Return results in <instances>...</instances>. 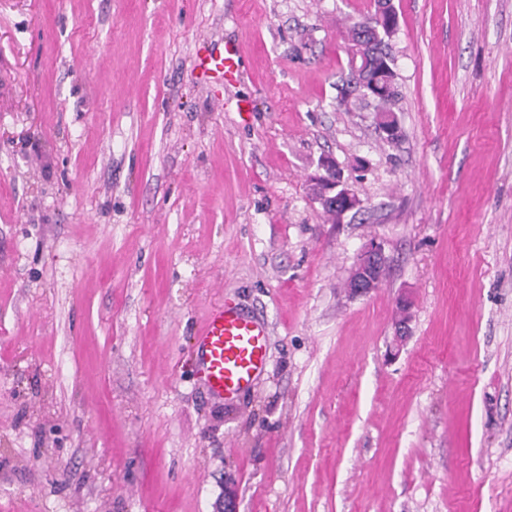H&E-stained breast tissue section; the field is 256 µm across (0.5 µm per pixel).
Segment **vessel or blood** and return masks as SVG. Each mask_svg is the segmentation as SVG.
Segmentation results:
<instances>
[{
	"label": "vessel or blood",
	"instance_id": "b4317fda",
	"mask_svg": "<svg viewBox=\"0 0 512 512\" xmlns=\"http://www.w3.org/2000/svg\"><path fill=\"white\" fill-rule=\"evenodd\" d=\"M201 64L229 82L240 75L239 52L230 42L212 48ZM267 338L264 322L228 304L216 307L193 346L198 380L218 399L248 390L268 365Z\"/></svg>",
	"mask_w": 512,
	"mask_h": 512
}]
</instances>
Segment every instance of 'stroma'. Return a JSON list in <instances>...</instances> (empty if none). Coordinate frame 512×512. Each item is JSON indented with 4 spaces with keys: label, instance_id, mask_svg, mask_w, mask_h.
<instances>
[{
    "label": "stroma",
    "instance_id": "1",
    "mask_svg": "<svg viewBox=\"0 0 512 512\" xmlns=\"http://www.w3.org/2000/svg\"><path fill=\"white\" fill-rule=\"evenodd\" d=\"M392 5L394 144L335 107L374 0H0V512H512V0ZM225 302L269 332L231 401ZM201 65L227 82H234L240 75L239 52L234 43L225 42L224 49L213 47L202 59ZM336 171H338L336 162L325 158L320 161L314 177H324L329 181L331 187L325 191L321 203L323 206L331 207L335 211L337 219L340 220L347 212L358 208L360 200L347 185H344ZM361 252L349 278L348 290L353 296L368 295L380 288L382 279L378 273L387 264L384 248L375 239L364 244ZM267 338L264 322L228 304L216 307L193 346L198 380L218 399L248 390L268 365Z\"/></svg>",
    "mask_w": 512,
    "mask_h": 512
}]
</instances>
